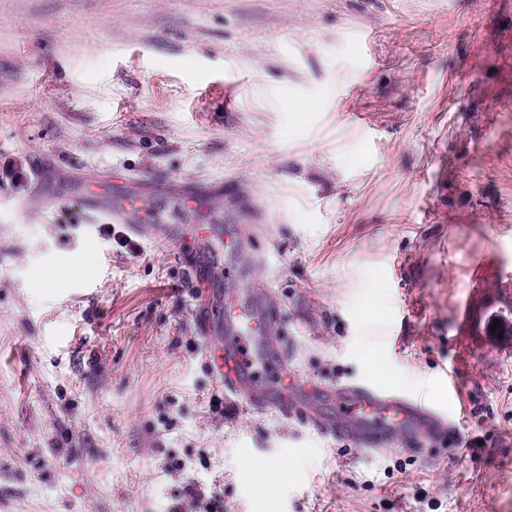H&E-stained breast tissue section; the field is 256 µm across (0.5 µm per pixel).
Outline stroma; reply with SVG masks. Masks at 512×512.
<instances>
[{
	"label": "stroma",
	"instance_id": "obj_1",
	"mask_svg": "<svg viewBox=\"0 0 512 512\" xmlns=\"http://www.w3.org/2000/svg\"><path fill=\"white\" fill-rule=\"evenodd\" d=\"M96 191L221 236L134 234ZM232 231L296 402L373 379L446 410L451 371L453 440L225 416L191 308L223 334ZM190 480L219 512H512V0H0V512H195Z\"/></svg>",
	"mask_w": 512,
	"mask_h": 512
}]
</instances>
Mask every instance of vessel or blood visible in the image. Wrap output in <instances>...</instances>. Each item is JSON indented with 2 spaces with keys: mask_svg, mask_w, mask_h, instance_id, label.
<instances>
[{
  "mask_svg": "<svg viewBox=\"0 0 512 512\" xmlns=\"http://www.w3.org/2000/svg\"><path fill=\"white\" fill-rule=\"evenodd\" d=\"M111 209L113 223L140 230L142 208L137 199H117ZM151 230L179 240L206 239L213 234L212 228L193 224H155ZM193 315L205 363L224 385L226 412L247 406L293 417L321 435L346 440L366 453L377 452L383 445L414 448L448 434L450 418L445 411L419 397L392 392L366 380L319 390V398L335 408V415L297 406L292 397L295 387L287 379L286 361L279 347V317L266 304L242 309L225 302L224 335L218 341L211 335V317L204 304L195 303Z\"/></svg>",
  "mask_w": 512,
  "mask_h": 512,
  "instance_id": "1",
  "label": "vessel or blood"
}]
</instances>
